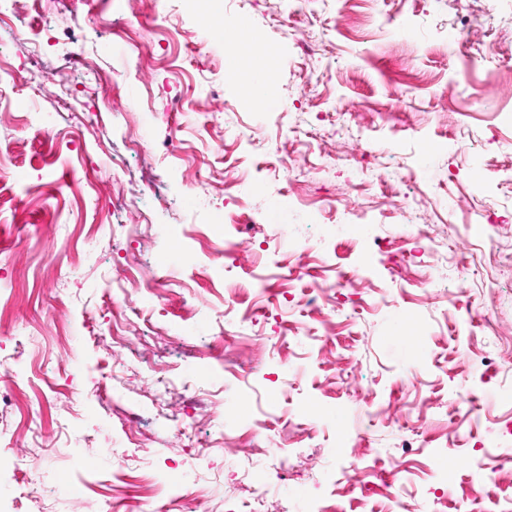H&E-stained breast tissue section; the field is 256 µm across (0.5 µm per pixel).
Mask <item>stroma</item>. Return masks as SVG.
Here are the masks:
<instances>
[{
    "label": "stroma",
    "instance_id": "obj_1",
    "mask_svg": "<svg viewBox=\"0 0 512 512\" xmlns=\"http://www.w3.org/2000/svg\"><path fill=\"white\" fill-rule=\"evenodd\" d=\"M51 27L16 22L0 35L10 72H0V105L12 123L0 124V370L21 380L32 398L40 434H21L15 408H0V512L18 496L15 471L43 486L41 503L23 512H104L102 488L131 496L130 477L144 472L157 496L180 512L175 471L190 473L200 499L197 512H228L263 473L268 495L282 512H307L318 494L335 512H392L386 495L402 484L422 512H506L512 507V375L496 357L497 341L466 316L468 301L448 299L454 262L450 245L469 236V273L477 291L499 284L498 313L512 321V266L492 255L486 227L452 208L470 195L491 219L512 223V101L483 93L487 78L512 80V0H307L304 18L289 0H224V23L247 20L256 43H223L194 10L192 0H148L131 14L127 0H53ZM112 23L104 26L100 14ZM93 58L118 109L101 103V90L71 78L79 117H64L72 146L44 133L34 119L52 113L51 94L33 95L29 51L49 57L63 50L64 29ZM277 52L269 105L238 106L239 84L227 68L248 76L251 56ZM455 84L457 96L442 90ZM223 96L221 112H201L198 102ZM145 131L155 158L153 182L135 178L137 162L125 148L129 121ZM223 135V149L213 138ZM469 154H459V141ZM308 151L292 169L277 146ZM235 166L251 195L245 208L223 199L202 203L191 191L199 177ZM142 198L128 212L108 215L113 188ZM355 201L345 212L341 194ZM402 203L403 212L389 210ZM278 203L299 225L297 248L309 254L300 277L286 281L294 249L256 235L248 219L269 215ZM438 225L444 237L426 243L412 272L403 269L416 227ZM93 235L94 253L73 248ZM66 244L59 265L46 264L47 241ZM246 249L248 265L218 257L223 247ZM165 269L171 279L161 296L137 298L139 318L128 345L107 334L123 321L117 272L131 259ZM345 275L385 283L392 302L362 290L340 294L327 334L286 343L250 371L222 362V345L247 358L263 336L285 333L304 321V308L285 301L284 290L316 288ZM240 283L232 318L224 316V285ZM67 318L65 349L48 356L20 346L25 331H41L49 304ZM416 323L424 334L412 350L402 331ZM156 347L160 360L143 363L137 350ZM362 362L366 399L352 398L338 372ZM415 391L402 390L405 374ZM164 380L184 396L174 419L149 422L143 387ZM480 402L471 416H449L444 406L459 386ZM430 403L422 420L399 430L385 408L414 398ZM262 424L272 448L289 456V481L278 460H244L212 447L225 424L243 413ZM145 418L140 440L126 421ZM309 421L313 439L289 440L290 424ZM421 448L412 466L395 470L400 437ZM368 468L376 492L364 497L344 488L341 473ZM493 475L492 498L463 499L465 487Z\"/></svg>",
    "mask_w": 512,
    "mask_h": 512
}]
</instances>
